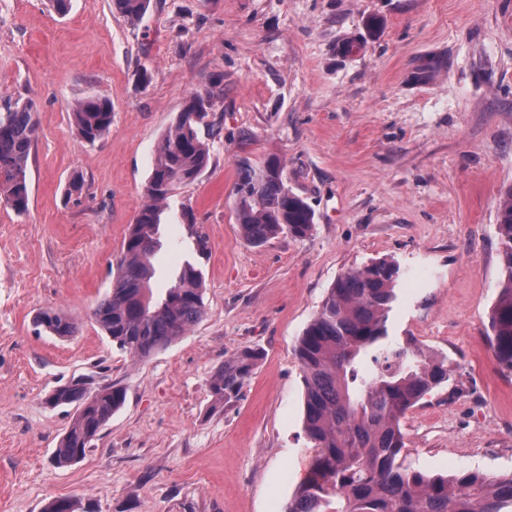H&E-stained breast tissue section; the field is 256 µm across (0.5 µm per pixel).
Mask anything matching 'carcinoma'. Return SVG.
<instances>
[{"label": "carcinoma", "instance_id": "carcinoma-1", "mask_svg": "<svg viewBox=\"0 0 512 512\" xmlns=\"http://www.w3.org/2000/svg\"><path fill=\"white\" fill-rule=\"evenodd\" d=\"M132 24L150 0H111ZM220 102L211 90L188 97L155 151L145 201L124 236L112 287L93 310L105 336L135 359L170 346L203 316L204 273L185 261L161 295L151 287L153 258L160 247L162 215L178 191L208 166L211 149L202 131ZM70 117L80 139L92 145L112 128L108 101L85 98ZM37 134L32 103H16L0 114V205L28 211V161ZM235 184L236 216L243 239L261 246L281 233L307 236L314 213L288 188L280 159L243 158ZM500 278L489 314L488 337L498 361L512 369V188L498 207ZM404 273L382 259L340 274L295 347L305 386L304 431L317 448L286 512H512V474L490 476L464 470L448 478L405 467L400 421L425 394L448 382L454 362L411 340L390 334L389 313ZM38 326L53 336L75 333L65 314L49 309ZM262 353L244 349L224 360L210 377L212 408L237 394ZM373 368H365L366 362ZM116 384L88 387L69 382L48 396L53 406H74L72 423L53 461L68 467L82 460L92 441L124 404Z\"/></svg>", "mask_w": 512, "mask_h": 512}]
</instances>
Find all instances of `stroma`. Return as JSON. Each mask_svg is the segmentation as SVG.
I'll list each match as a JSON object with an SVG mask.
<instances>
[{
    "instance_id": "obj_1",
    "label": "stroma",
    "mask_w": 512,
    "mask_h": 512,
    "mask_svg": "<svg viewBox=\"0 0 512 512\" xmlns=\"http://www.w3.org/2000/svg\"><path fill=\"white\" fill-rule=\"evenodd\" d=\"M219 79L211 161L165 213L155 292L208 238L205 312L137 361L92 318L144 201L157 144L193 91ZM112 104L92 145L75 101ZM32 102L30 203L0 206V512L57 497L96 512H285L315 450L293 348L344 271L377 259L431 275L404 282L392 335L455 363L401 420L407 466L512 474V370L486 336L498 292V203L512 188V0H150L130 24L111 0H0V107ZM279 158L314 212L304 238L246 243L238 162ZM85 190L68 197L73 173ZM53 308L74 336L40 331ZM246 348L264 357L212 408L208 380ZM127 391L77 464L52 455L74 409L58 385Z\"/></svg>"
}]
</instances>
